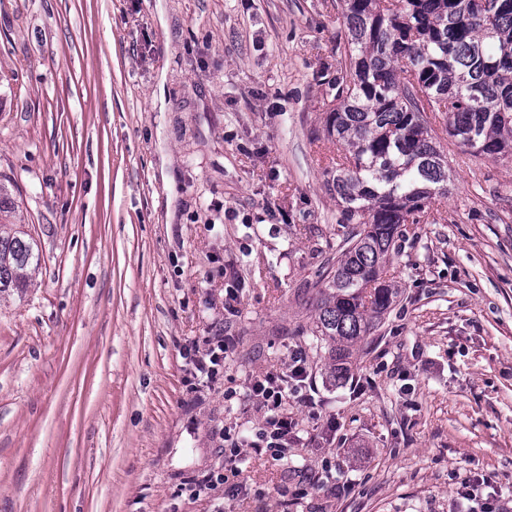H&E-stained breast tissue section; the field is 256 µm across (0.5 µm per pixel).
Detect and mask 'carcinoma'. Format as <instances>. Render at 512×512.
Instances as JSON below:
<instances>
[{
  "label": "carcinoma",
  "mask_w": 512,
  "mask_h": 512,
  "mask_svg": "<svg viewBox=\"0 0 512 512\" xmlns=\"http://www.w3.org/2000/svg\"><path fill=\"white\" fill-rule=\"evenodd\" d=\"M346 45L326 113L329 170L348 228L313 287L312 335L336 343L334 376L398 297L381 277L401 225L449 192L433 125L476 157L512 158V0H340ZM0 186V294L28 288L34 239L8 223Z\"/></svg>",
  "instance_id": "carcinoma-1"
}]
</instances>
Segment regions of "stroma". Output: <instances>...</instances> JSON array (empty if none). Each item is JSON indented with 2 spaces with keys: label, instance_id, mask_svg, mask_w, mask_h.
<instances>
[{
  "label": "stroma",
  "instance_id": "1",
  "mask_svg": "<svg viewBox=\"0 0 512 512\" xmlns=\"http://www.w3.org/2000/svg\"><path fill=\"white\" fill-rule=\"evenodd\" d=\"M337 2L0 0V184L39 248L0 299V512H512V161L435 129L449 192L349 381L310 336L346 233ZM213 329L233 345L206 381ZM296 350L295 454L192 497Z\"/></svg>",
  "mask_w": 512,
  "mask_h": 512
}]
</instances>
